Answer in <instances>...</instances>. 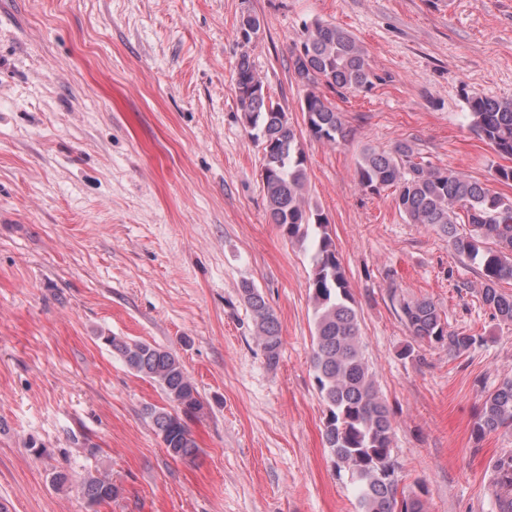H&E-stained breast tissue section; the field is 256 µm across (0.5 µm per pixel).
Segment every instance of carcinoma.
I'll return each instance as SVG.
<instances>
[{
	"label": "carcinoma",
	"instance_id": "obj_1",
	"mask_svg": "<svg viewBox=\"0 0 512 512\" xmlns=\"http://www.w3.org/2000/svg\"><path fill=\"white\" fill-rule=\"evenodd\" d=\"M299 54L290 56L289 69L309 88L302 106L306 128L317 140L335 145L349 137L343 114L323 94L367 93L374 74L365 46L349 31L314 21L303 26ZM249 56L240 57L234 86L244 123L262 145V180L267 200L266 216L282 236L311 251L313 348L311 362L327 417L322 431L324 447L333 463L350 475L359 512H425L424 500L399 489L400 465L393 455L390 410L379 395L365 360L357 303L329 233V220L307 205V156L288 112L273 103ZM469 127L494 151L512 158V99L466 97ZM360 187L377 194L388 186L398 188L397 206L410 224L428 226L462 258L478 264L483 303L505 322L512 323V295L497 285L512 279V197L493 191L447 167L419 158L407 142L389 151L368 149L357 166ZM467 228L459 230L458 225ZM254 321L267 365L279 364L282 336L279 322L261 292L246 283L241 289ZM400 319L410 334L422 342L448 347L461 356L478 338L450 332L427 299L399 303ZM135 374L156 383L169 407L150 405L152 421L169 456L187 459L199 448L189 422L204 414L205 405L195 384L172 351L143 341L102 336ZM512 431V378L488 393L476 415L473 433L482 438ZM489 488L498 512H512V451L491 461ZM81 493L89 507L116 497L112 481L85 476Z\"/></svg>",
	"mask_w": 512,
	"mask_h": 512
}]
</instances>
